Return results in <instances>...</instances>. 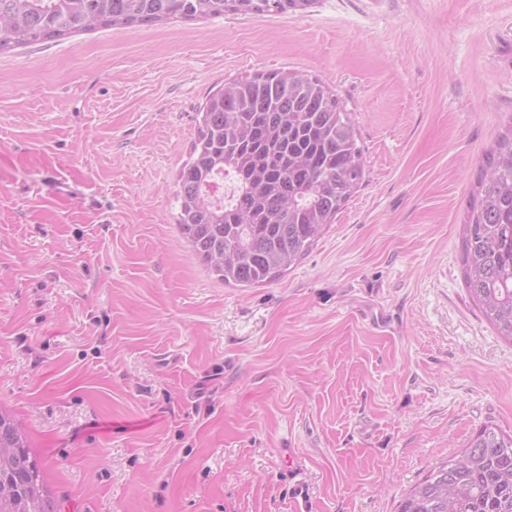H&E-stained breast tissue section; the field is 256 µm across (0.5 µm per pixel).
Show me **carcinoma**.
Wrapping results in <instances>:
<instances>
[{
    "label": "carcinoma",
    "instance_id": "obj_1",
    "mask_svg": "<svg viewBox=\"0 0 512 512\" xmlns=\"http://www.w3.org/2000/svg\"><path fill=\"white\" fill-rule=\"evenodd\" d=\"M313 0H0V52L96 27L307 9ZM363 150L319 78L273 72L213 92L176 174L182 238L218 280L252 287L303 258L354 196ZM229 181L217 197L212 187ZM472 300L512 341V127L485 155L463 224ZM0 512H61L26 436L0 409ZM398 512H512V434L486 425Z\"/></svg>",
    "mask_w": 512,
    "mask_h": 512
}]
</instances>
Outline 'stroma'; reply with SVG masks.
<instances>
[{"label":"stroma","instance_id":"35a3bbf8","mask_svg":"<svg viewBox=\"0 0 512 512\" xmlns=\"http://www.w3.org/2000/svg\"><path fill=\"white\" fill-rule=\"evenodd\" d=\"M295 71L351 112L356 195L272 282L175 224L206 98ZM512 120V0H316L0 54V407L62 512H395L483 426L512 344L461 228Z\"/></svg>","mask_w":512,"mask_h":512}]
</instances>
